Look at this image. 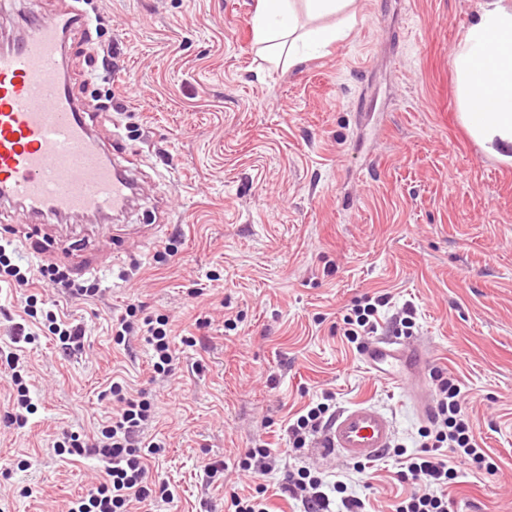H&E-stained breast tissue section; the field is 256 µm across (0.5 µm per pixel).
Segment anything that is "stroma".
I'll return each instance as SVG.
<instances>
[{
    "mask_svg": "<svg viewBox=\"0 0 512 512\" xmlns=\"http://www.w3.org/2000/svg\"><path fill=\"white\" fill-rule=\"evenodd\" d=\"M257 0H94V38L114 45L111 83L72 31L65 68L87 108L111 99L100 135L130 164L142 199L106 224L50 222L58 265L100 261L102 292L81 303L34 282L0 289V348L29 370L36 414L6 423L12 391L0 363V512H67L101 481L94 457H61L63 431L93 436L111 412L100 392L122 378L164 441L149 476L174 504L135 512H225L231 492L264 487L272 512H295L279 473L241 471L245 449L269 444L278 465L329 474L316 443L294 449L290 413L322 392L337 408L367 399L393 419L384 467L351 482L371 512L404 493L398 451L415 452L419 417L400 389L374 379L341 332L364 294L416 308L414 340L460 382L474 430L497 465L448 487L449 512H512V163L468 136L454 59L478 0H356L348 37L291 68L264 61L250 17ZM61 0H0V33ZM138 86L145 99L128 95ZM175 242L178 251L164 247ZM58 305L85 332L82 348L31 332L23 293ZM168 317L177 364L155 373L143 337L115 345L128 305ZM226 464L210 479L207 462Z\"/></svg>",
    "mask_w": 512,
    "mask_h": 512,
    "instance_id": "stroma-1",
    "label": "stroma"
}]
</instances>
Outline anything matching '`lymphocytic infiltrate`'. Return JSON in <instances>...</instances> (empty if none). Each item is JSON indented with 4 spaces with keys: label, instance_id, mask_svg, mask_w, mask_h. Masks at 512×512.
Segmentation results:
<instances>
[{
    "label": "lymphocytic infiltrate",
    "instance_id": "lymphocytic-infiltrate-1",
    "mask_svg": "<svg viewBox=\"0 0 512 512\" xmlns=\"http://www.w3.org/2000/svg\"><path fill=\"white\" fill-rule=\"evenodd\" d=\"M17 248L13 241L0 242V284L10 288L29 286L41 279L50 288L65 289L76 299L94 297L96 283L75 280L69 272L49 264L38 272L14 263ZM388 294L367 295L357 300L344 318L343 335L350 343L377 334L380 311L388 306ZM172 330L165 316L138 318L136 307L126 309L112 327L116 344H124L128 336L137 334L153 350L155 372H170L175 357L171 349ZM436 389L435 412L431 428L421 433L418 452L404 456L396 476L399 482L411 484V492L395 506V512H448V486L460 473L493 472L496 464L482 448L469 419L462 410L458 380L443 371L433 375ZM119 408L100 430L97 443L84 444L79 435L65 432L52 443L57 455L94 456L103 464L105 478L85 497L72 501L69 512H130L132 504H170L175 494L167 483L149 482L147 457L160 454L158 442L140 447L137 438L151 419V403L147 399L126 397L119 383L109 388ZM333 394H323L320 401L307 404L288 420L286 431L294 448L305 447L308 437L323 430L332 417ZM284 493L299 500L302 512H329L330 497L340 494L344 512H366L364 500L349 494L344 480H329L312 474L304 467L289 472L282 487Z\"/></svg>",
    "mask_w": 512,
    "mask_h": 512
}]
</instances>
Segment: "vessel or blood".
<instances>
[{
	"label": "vessel or blood",
	"mask_w": 512,
	"mask_h": 512,
	"mask_svg": "<svg viewBox=\"0 0 512 512\" xmlns=\"http://www.w3.org/2000/svg\"><path fill=\"white\" fill-rule=\"evenodd\" d=\"M83 21L69 2L51 16L26 19L20 40L0 51V204L18 209L31 226L48 216L119 212L136 195L133 177L113 160L62 74L68 36ZM362 358L373 378L400 388L420 417L432 414L434 403L417 377L431 362L427 348L381 336ZM392 439L391 418L362 401L335 415L318 453L372 461Z\"/></svg>",
	"instance_id": "obj_1"
}]
</instances>
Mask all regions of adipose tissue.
I'll use <instances>...</instances> for the list:
<instances>
[{
    "label": "adipose tissue",
    "instance_id": "adipose-tissue-1",
    "mask_svg": "<svg viewBox=\"0 0 512 512\" xmlns=\"http://www.w3.org/2000/svg\"><path fill=\"white\" fill-rule=\"evenodd\" d=\"M354 0H257L250 19L265 61L304 64L345 39L356 22ZM313 25L297 31V9ZM458 105L484 142L512 145V0H479L455 56Z\"/></svg>",
    "mask_w": 512,
    "mask_h": 512
}]
</instances>
